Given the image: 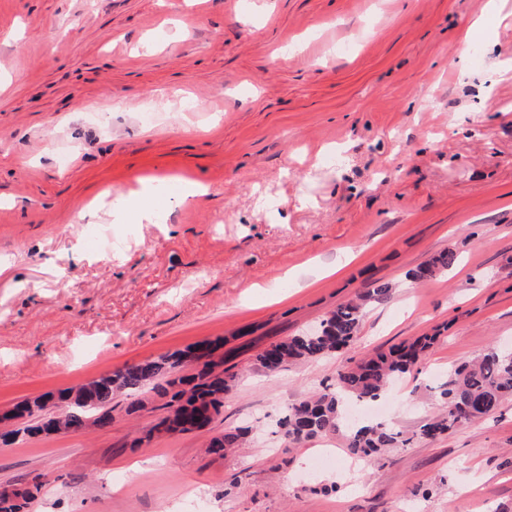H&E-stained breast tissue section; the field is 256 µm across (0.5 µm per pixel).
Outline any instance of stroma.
<instances>
[{
    "label": "stroma",
    "mask_w": 512,
    "mask_h": 512,
    "mask_svg": "<svg viewBox=\"0 0 512 512\" xmlns=\"http://www.w3.org/2000/svg\"><path fill=\"white\" fill-rule=\"evenodd\" d=\"M487 3L0 0V413L219 337L239 375L200 432L137 447L161 412L119 406L106 430L0 443V487L41 476L29 512H512V401L348 478L345 433L291 450L268 435L338 371L441 326L385 397L387 423L415 431L454 368L512 346V0ZM142 178L209 193L114 223L100 194ZM448 248L449 273L406 280ZM375 280L391 296L349 346L254 364L251 345ZM236 426L256 441L207 453Z\"/></svg>",
    "instance_id": "1"
}]
</instances>
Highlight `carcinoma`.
<instances>
[{"instance_id":"carcinoma-1","label":"carcinoma","mask_w":512,"mask_h":512,"mask_svg":"<svg viewBox=\"0 0 512 512\" xmlns=\"http://www.w3.org/2000/svg\"><path fill=\"white\" fill-rule=\"evenodd\" d=\"M458 262L455 251H441L408 272L420 283L452 270ZM392 285L375 282L355 299L336 306L318 326L289 336L259 350L255 361L265 372L300 362L317 360L339 352L358 335L366 309L390 298ZM440 332L420 336L377 352L355 366L341 370L336 383L288 406L277 422L281 443L297 448L310 439L336 434L344 423L346 402H374L382 397L391 380L412 372L435 347ZM224 340L218 338L166 353L156 358L126 363L111 372L58 395L43 394L25 399L3 414L19 427L0 434L7 444L19 435H50L112 427L113 402L129 399L125 412L131 416L155 400L166 410L155 425L146 429L137 444L149 443L156 434H188L208 426L224 408V394L234 386L237 374L224 369ZM444 410L420 426L415 436L435 440L456 428L487 417L512 400V350L490 347L473 363H464L448 375L440 392ZM249 428L227 429L208 442L209 452L222 455L243 446ZM411 439L383 424H361L348 436L349 452L364 460L380 457L389 448L404 447ZM42 486L41 476L32 479L20 497L0 502V512H26Z\"/></svg>"}]
</instances>
